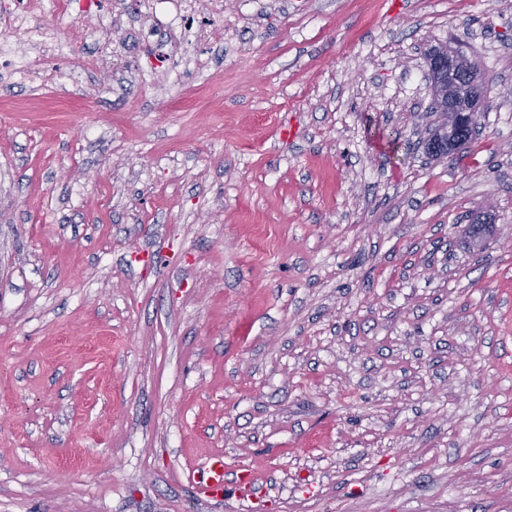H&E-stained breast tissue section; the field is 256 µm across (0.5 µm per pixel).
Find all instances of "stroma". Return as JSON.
<instances>
[{"instance_id": "1", "label": "stroma", "mask_w": 512, "mask_h": 512, "mask_svg": "<svg viewBox=\"0 0 512 512\" xmlns=\"http://www.w3.org/2000/svg\"><path fill=\"white\" fill-rule=\"evenodd\" d=\"M209 56L0 85V512H512V0H224ZM430 93L444 109V132L451 141L461 125L475 128L488 103L484 73L458 47L434 46L427 56ZM227 466L222 457H214L193 469L188 480L193 488L200 494L211 499H220L232 491L242 499H253L259 493V486L255 482L251 471H241L232 482L226 480Z\"/></svg>"}]
</instances>
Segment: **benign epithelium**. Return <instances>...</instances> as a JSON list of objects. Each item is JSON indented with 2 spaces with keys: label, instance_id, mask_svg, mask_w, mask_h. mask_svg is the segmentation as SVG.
Wrapping results in <instances>:
<instances>
[{
  "label": "benign epithelium",
  "instance_id": "obj_1",
  "mask_svg": "<svg viewBox=\"0 0 512 512\" xmlns=\"http://www.w3.org/2000/svg\"><path fill=\"white\" fill-rule=\"evenodd\" d=\"M427 60L430 93L444 109V132L451 137L461 125L474 126L488 103L481 67L451 46L432 47Z\"/></svg>",
  "mask_w": 512,
  "mask_h": 512
}]
</instances>
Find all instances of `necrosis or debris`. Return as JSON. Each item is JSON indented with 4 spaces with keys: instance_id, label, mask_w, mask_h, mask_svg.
<instances>
[{
    "instance_id": "obj_1",
    "label": "necrosis or debris",
    "mask_w": 512,
    "mask_h": 512,
    "mask_svg": "<svg viewBox=\"0 0 512 512\" xmlns=\"http://www.w3.org/2000/svg\"><path fill=\"white\" fill-rule=\"evenodd\" d=\"M115 8L112 0H0V66L10 69L17 83H26L29 76L47 61L64 59L73 64L72 72L62 73V80H71L73 73L99 75L108 69H121L120 55L111 60L79 52L74 39L60 38L55 29L42 25L41 17L93 18L92 28L84 37L107 33L112 28ZM139 19L138 37L149 41L165 37L167 51L157 57L154 65L140 69L141 90L154 88L152 77L161 64L174 69H194L199 50L216 29L224 25L223 0H136Z\"/></svg>"
}]
</instances>
